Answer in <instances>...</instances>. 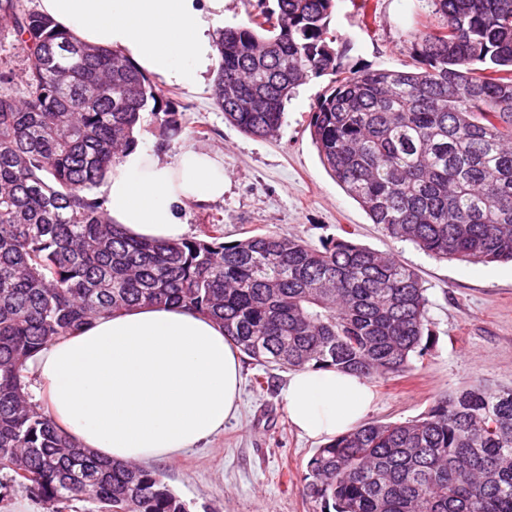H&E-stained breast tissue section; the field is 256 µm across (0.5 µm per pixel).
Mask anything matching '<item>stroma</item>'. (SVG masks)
I'll return each instance as SVG.
<instances>
[{
	"mask_svg": "<svg viewBox=\"0 0 512 512\" xmlns=\"http://www.w3.org/2000/svg\"><path fill=\"white\" fill-rule=\"evenodd\" d=\"M430 21L420 0H338L329 31L337 37L342 68L401 71L413 65L407 33ZM329 82L323 76L296 88L283 125L270 140L228 123L210 87L165 88L182 126L167 154L191 146L224 160V197L185 209L189 235L200 225L219 224L228 242L262 229L318 247L347 233L419 274L434 342L411 372L372 379L377 401L368 421L423 416L470 381L512 387V264L438 260L373 224L325 169L311 140V115ZM241 364L238 408L223 431L175 460L157 463V470L189 512H321L304 494L317 443L289 422L287 370L246 357Z\"/></svg>",
	"mask_w": 512,
	"mask_h": 512,
	"instance_id": "stroma-1",
	"label": "stroma"
}]
</instances>
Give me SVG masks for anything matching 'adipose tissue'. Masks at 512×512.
<instances>
[{"mask_svg": "<svg viewBox=\"0 0 512 512\" xmlns=\"http://www.w3.org/2000/svg\"><path fill=\"white\" fill-rule=\"evenodd\" d=\"M39 10L83 43L120 53L170 86L195 89L216 65L224 0H39ZM224 161L193 147L169 159L137 146L99 187L111 223L135 238L178 241L182 208L224 196ZM51 417L108 462L172 459L219 432L236 411L238 351L208 316L139 305L101 316L29 362ZM288 418L328 440L357 428L375 400L362 375L294 370Z\"/></svg>", "mask_w": 512, "mask_h": 512, "instance_id": "adipose-tissue-1", "label": "adipose tissue"}]
</instances>
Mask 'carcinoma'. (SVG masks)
<instances>
[{"mask_svg":"<svg viewBox=\"0 0 512 512\" xmlns=\"http://www.w3.org/2000/svg\"><path fill=\"white\" fill-rule=\"evenodd\" d=\"M23 2L0 0L31 59L24 98L0 90V498L17 486L49 512H187L159 471L80 448L32 400L28 359L99 314L175 304L261 365L399 374L432 344L427 288L345 238L128 236L92 193L145 116L164 146L178 112L128 59ZM421 2L439 23L410 34L415 70L347 74L336 0H276L219 31L214 104L267 139L296 86L334 76L310 135L372 223L439 259L512 262V0ZM307 469L306 496L333 512H512V388L469 384L418 419L362 424Z\"/></svg>","mask_w":512,"mask_h":512,"instance_id":"obj_1","label":"carcinoma"}]
</instances>
